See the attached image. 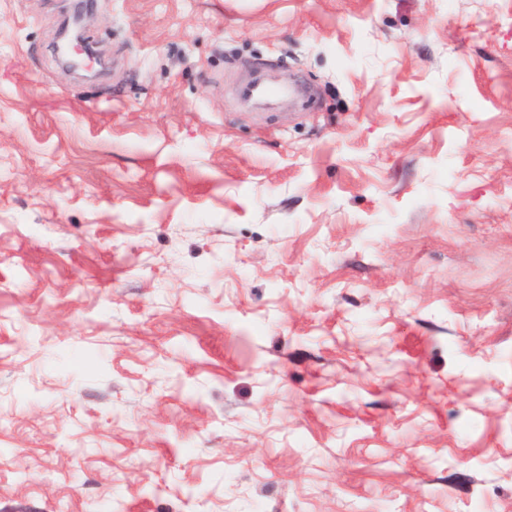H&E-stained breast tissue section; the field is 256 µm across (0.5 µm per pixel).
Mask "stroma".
Returning a JSON list of instances; mask_svg holds the SVG:
<instances>
[{"mask_svg": "<svg viewBox=\"0 0 512 512\" xmlns=\"http://www.w3.org/2000/svg\"><path fill=\"white\" fill-rule=\"evenodd\" d=\"M63 6L0 0V512H512V0H83L92 78ZM64 12L66 20L55 45V53L62 61L66 71L79 75L82 69V61L78 56L71 53L70 48L74 42L82 40L81 34L84 31L85 13L80 3L69 5Z\"/></svg>", "mask_w": 512, "mask_h": 512, "instance_id": "obj_1", "label": "stroma"}]
</instances>
